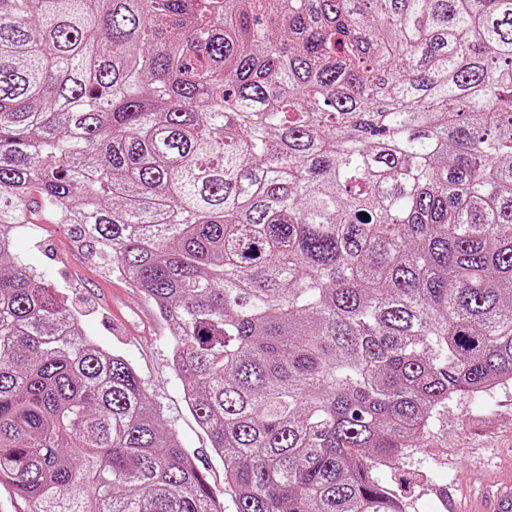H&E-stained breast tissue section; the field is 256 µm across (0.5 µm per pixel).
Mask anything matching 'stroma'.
<instances>
[{"instance_id": "stroma-1", "label": "stroma", "mask_w": 512, "mask_h": 512, "mask_svg": "<svg viewBox=\"0 0 512 512\" xmlns=\"http://www.w3.org/2000/svg\"><path fill=\"white\" fill-rule=\"evenodd\" d=\"M14 255L68 293L88 336L131 362L180 445L194 453L213 491L223 493L224 466L170 366V328L140 290L95 258L89 242L45 217L16 231ZM375 474L400 492L407 512H471L484 488L512 484V383L449 402L423 441Z\"/></svg>"}]
</instances>
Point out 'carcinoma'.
Returning a JSON list of instances; mask_svg holds the SVG:
<instances>
[{
    "label": "carcinoma",
    "instance_id": "carcinoma-1",
    "mask_svg": "<svg viewBox=\"0 0 512 512\" xmlns=\"http://www.w3.org/2000/svg\"><path fill=\"white\" fill-rule=\"evenodd\" d=\"M40 212L170 325L235 512H403L375 466L512 382V0H0V484L224 512L12 261Z\"/></svg>",
    "mask_w": 512,
    "mask_h": 512
}]
</instances>
